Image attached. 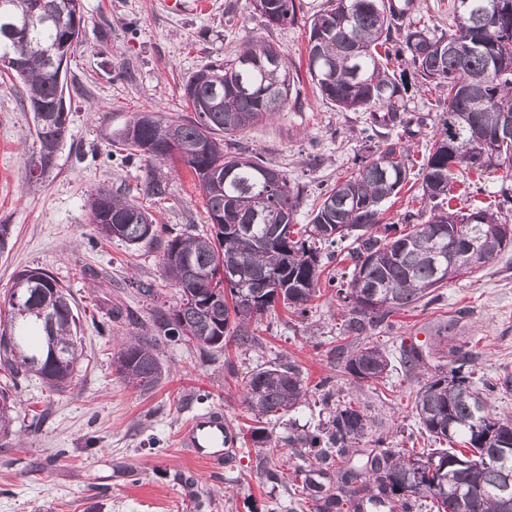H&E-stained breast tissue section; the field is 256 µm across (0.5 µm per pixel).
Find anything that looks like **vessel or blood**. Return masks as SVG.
Segmentation results:
<instances>
[{"label":"vessel or blood","instance_id":"obj_1","mask_svg":"<svg viewBox=\"0 0 512 512\" xmlns=\"http://www.w3.org/2000/svg\"><path fill=\"white\" fill-rule=\"evenodd\" d=\"M238 443L237 432L225 423L220 410L194 416L179 436L181 447L190 449L213 468L221 465L225 449L237 447Z\"/></svg>","mask_w":512,"mask_h":512}]
</instances>
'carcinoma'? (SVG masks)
Returning <instances> with one entry per match:
<instances>
[{"mask_svg":"<svg viewBox=\"0 0 512 512\" xmlns=\"http://www.w3.org/2000/svg\"><path fill=\"white\" fill-rule=\"evenodd\" d=\"M31 8L28 18L15 2ZM502 0H454L452 25L437 33L418 22H404L406 11L385 0H329L309 27L307 72L323 100L344 111L366 114L361 138L375 136V151L350 176L324 190L309 223L296 228L302 189L286 173L257 154L224 151V139L283 111L295 79L284 55L269 62L272 44L251 39L239 54L208 65L185 83L183 98L195 119H157L141 125L135 117L121 139L147 165L178 158L198 179L206 200L212 236L171 234L163 240L161 264L181 295L174 307L156 305L150 321L114 356L116 373L135 389L148 390L163 376L158 337H186L203 352L256 343L252 325L277 303L303 315L321 292V252L348 240L350 278L335 291L347 307L341 339L358 338L409 307L437 301L448 284L438 271L448 248L462 250L474 230L493 232L499 211L460 213L444 207L458 164L493 165L484 140L493 138L502 112L512 113V11L487 25ZM268 25L295 20L294 0H261ZM69 27H83L80 0H0V62L24 88L33 111V139L43 151L59 148L67 132L61 112H36L58 96L57 71L38 54L42 47L71 50ZM466 40L461 52L448 45ZM444 89L440 128L416 175L429 213L406 216L409 230L397 231L382 219L381 204L413 179L410 149L402 134L423 115H408L411 89ZM274 170L271 182L264 172ZM91 221L107 238L130 245L160 240L150 213L126 196L100 189L92 198ZM152 226L145 237L146 226ZM238 276L224 282V265ZM79 316L68 293L47 272L23 269L0 303V370L8 380L0 390V433L8 436L16 391L37 376L51 391L72 383L82 356ZM344 370L361 382H379L390 357L378 346H336ZM450 374L428 377L416 393L419 430L447 448L394 450L376 441L361 460L359 443L367 435V416L353 400L337 401L328 420L313 431L288 438V446L308 450L294 468L291 489L316 503L317 512H512V415L492 409L496 384H476L460 374L472 360L454 353ZM409 371L424 364L418 345L400 352ZM243 402L258 426L250 439L267 461L279 459L284 445L260 423L287 414L307 399L299 367L292 361L245 375ZM460 443L463 448L450 447Z\"/></svg>","mask_w":512,"mask_h":512,"instance_id":"cac0c4a2","label":"carcinoma"}]
</instances>
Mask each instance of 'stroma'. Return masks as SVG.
Wrapping results in <instances>:
<instances>
[{
	"instance_id": "35a3bbf8",
	"label": "stroma",
	"mask_w": 512,
	"mask_h": 512,
	"mask_svg": "<svg viewBox=\"0 0 512 512\" xmlns=\"http://www.w3.org/2000/svg\"><path fill=\"white\" fill-rule=\"evenodd\" d=\"M207 9L185 0L170 11L165 0H81L83 34L65 65L68 130L52 169L30 180L33 115L17 81L0 77V224L10 236L0 252V298L25 268H42L70 292L82 323L85 358L65 392L52 393L38 378L19 390L7 447L0 449V512H314L295 502L287 485L268 480L261 450L253 443L230 452L222 474L178 446L195 414L220 406L238 433L251 415L242 403L243 374L293 361L310 388L305 402L268 424L280 440L326 420L317 383L331 378L337 399H354L368 416L362 447L381 437L392 448H430L418 434L415 397L428 376L448 369V353L470 352L476 377H512V249L480 271L441 290V298L392 317L388 326L358 338V345L386 349L395 366L379 383L359 382L334 367L326 351L335 346L346 309L331 296L316 299L306 318L284 309L257 325L255 347L212 356L184 340L162 338L166 373L148 391L127 386L115 373L113 355L148 322L154 305L175 306L176 288L162 277L156 245L107 239L91 222L90 201L99 188L128 192L167 229L211 233L198 180L180 163L157 164L165 192L142 190L145 161L129 154L122 130L136 115L192 118L182 97L188 78L202 67L234 57L249 38L275 45L298 72L297 94L272 119L234 139L236 150L259 154L283 170L303 192L297 215L307 223L318 194L357 168L370 149L359 131L364 118L324 101L306 71L311 19L328 0H295L297 20L268 26L249 0H208ZM438 92L412 94L410 113L425 125L404 135L414 161H422L436 128ZM450 207L466 212L512 197V179L478 176ZM153 285V296L134 282ZM124 310L109 320L110 304ZM419 344L424 364L408 373L397 360L402 347ZM235 373H227L225 358Z\"/></svg>"
}]
</instances>
